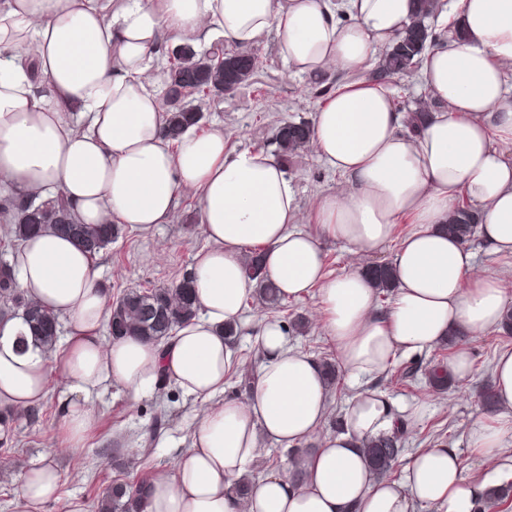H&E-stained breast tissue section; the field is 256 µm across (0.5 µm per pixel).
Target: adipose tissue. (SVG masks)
Instances as JSON below:
<instances>
[{"label":"adipose tissue","instance_id":"1","mask_svg":"<svg viewBox=\"0 0 512 512\" xmlns=\"http://www.w3.org/2000/svg\"><path fill=\"white\" fill-rule=\"evenodd\" d=\"M414 0H0V181L20 195L63 194L84 224L148 229L172 223L180 192L197 199L207 247L195 257L198 314L156 345L135 336L104 341L110 317L99 271L73 238L53 232L25 241L17 285L71 333L54 357L20 348L28 327L0 319V410L33 407L48 373L88 395L117 382L132 395L176 385L204 404L191 446L174 470L155 472L141 512H476L489 480L462 475L455 449L415 454L402 481L376 475L362 441L393 435L395 402L365 383L400 354L431 348L458 329L497 326L512 305L500 282L474 272L473 251L444 229L459 196L477 208L479 236L512 255V0H452L439 25L459 20L463 42L430 48L421 76L434 106L408 134L388 91L362 79L375 54L409 24ZM276 31L279 54L296 72L319 77L338 68L353 82L328 97L313 121L320 162L344 188L319 193L312 232L295 231L297 192L275 152L228 149L223 130L166 134L158 87L159 46L218 40L249 45ZM86 118L76 125L74 115ZM412 231L394 258L397 286L387 309L363 270L326 275L322 237L369 258L401 217ZM260 249L281 297L318 291L325 329L350 380L363 384L344 427L322 434L329 393L319 362L290 347L278 320L258 333L263 361L245 399H223L238 359L224 326L238 323L250 285L242 254ZM498 414L474 422L473 447L512 477L501 454L512 431V351L494 362ZM294 448L317 439L298 462L299 477L273 471L238 486L261 439ZM61 477L48 464L21 476L20 512H41Z\"/></svg>","mask_w":512,"mask_h":512}]
</instances>
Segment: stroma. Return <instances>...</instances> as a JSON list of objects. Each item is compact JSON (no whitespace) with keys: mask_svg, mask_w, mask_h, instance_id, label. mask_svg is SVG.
<instances>
[{"mask_svg":"<svg viewBox=\"0 0 512 512\" xmlns=\"http://www.w3.org/2000/svg\"><path fill=\"white\" fill-rule=\"evenodd\" d=\"M241 51L257 54L262 69L238 88L201 100L204 118L197 126L201 132L223 130L235 150H275L277 128L289 120L313 119L322 102L346 79L339 71L322 80L292 73L278 53L273 33L242 46ZM286 173L302 209L298 226L309 229L311 200L319 192H335L343 178L321 164L312 146L289 158ZM205 244L197 201L185 194L179 199L174 223L147 231L121 225L118 237L95 255L94 262L110 298L115 299L133 288L176 286L190 274L194 255ZM319 307L314 291L300 300L283 301L276 309L266 308L258 295L249 294L234 340L242 368L228 376L225 397H245L239 381L242 375H253L261 362L256 330L267 318L283 323L292 346L319 361H338L336 346L323 330ZM460 345L470 352L471 375L455 388L433 390L427 384L426 366L435 358L451 359ZM505 350H512V332L497 327L459 337L457 345L437 344L413 355L417 368L413 377L401 379L389 371L371 380V387L396 402L406 426L404 450L390 474L392 480L402 479L406 465L418 451L440 443L457 450L464 477L491 473V462L470 446L469 432L477 419L491 416L481 404V392L492 380L495 357ZM77 398V393L53 376L43 401L28 411L0 416V512H18L21 474L46 463L59 471L61 485L57 499L45 505L43 512H68L70 501L75 499L83 501L88 512H97L95 500L111 481L147 478L158 470L173 468L180 453L189 448L192 426L203 410L200 402L171 383L135 399L121 385L110 384L88 402L95 421L81 445L63 451L59 445L66 437V408ZM416 406L421 409L417 415L412 412ZM159 416L167 427L157 437H150L153 420Z\"/></svg>","mask_w":512,"mask_h":512,"instance_id":"35a3bbf8","label":"stroma"}]
</instances>
